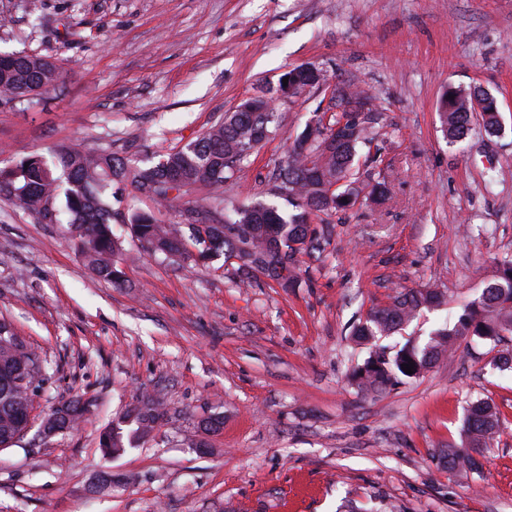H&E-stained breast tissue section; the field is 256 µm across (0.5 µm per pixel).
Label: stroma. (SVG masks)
<instances>
[{"instance_id":"obj_1","label":"stroma","mask_w":512,"mask_h":512,"mask_svg":"<svg viewBox=\"0 0 512 512\" xmlns=\"http://www.w3.org/2000/svg\"><path fill=\"white\" fill-rule=\"evenodd\" d=\"M0 16V53L62 73L34 109L0 104V168L60 146L152 164L263 94L279 125L222 189L230 216L273 202L289 146L350 84L378 113L359 180L389 189L331 216L293 288L240 282L220 259L149 256L120 217L124 281L112 285L67 225L0 199V317L52 367L33 420L83 392L98 404L76 430L0 449V512H512V372L491 369L490 344L461 340L381 394L351 379L368 355L352 327L372 307L440 289L447 305L384 342L425 338L512 257V0H0ZM302 64L326 85L281 95ZM450 87L493 95L498 133L477 120L448 143L438 103ZM142 393L164 417L104 457L100 433ZM471 398L503 422L479 477L437 463ZM212 414L223 425L207 435Z\"/></svg>"}]
</instances>
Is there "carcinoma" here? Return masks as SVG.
Listing matches in <instances>:
<instances>
[{
	"mask_svg": "<svg viewBox=\"0 0 512 512\" xmlns=\"http://www.w3.org/2000/svg\"><path fill=\"white\" fill-rule=\"evenodd\" d=\"M299 82L297 90L325 83V75L311 64L289 71ZM60 72L47 58L20 53L0 54V104L20 105L26 109L38 103V96L58 84ZM483 98L480 113L484 130L495 134L500 128L497 100L490 93L473 88L469 91L448 89L440 103V116L446 137L458 142L467 135L474 117L475 101ZM270 99L251 96L240 103L256 112L258 125L272 132L277 125L276 110ZM315 129L305 128L296 139L286 164L280 168L274 195L288 201L299 213L284 217L277 205L262 203L242 205L236 218L225 219L221 202L187 200L198 187L218 190L233 180L249 157L254 128L250 119L234 114L211 126L195 140L166 154L148 167L133 166L124 157L107 149L94 152L74 147H60L51 157L35 154L10 166L0 168V198L29 211L43 222L54 212L51 223H61L60 215L69 216L72 236L78 240L81 254L93 274L101 281L118 285L123 272L115 255L118 242L112 233V184L126 181L135 192L172 179L180 184L177 195L155 190L150 199L158 205L186 201L184 220L165 224L152 211H133L127 216L129 232L152 256L182 257L185 242L191 241L201 260L222 256L229 260L238 255L244 264L236 265V275L249 277L260 272L279 281L278 266L294 263L295 255L321 253L326 244L324 229L313 221L320 215L331 216L349 208L359 193L354 186V160L357 146L369 127L355 112H338L332 125L345 124L346 140L332 149L327 143L324 116L314 115ZM321 161L319 175L308 176L311 158ZM342 182L336 199L328 200L324 185L329 179ZM447 302L445 293L435 288L399 291L392 301L371 309L353 326L352 336L369 346V356L354 373L360 391L377 394L402 382L418 379L436 366L453 350L458 339L476 337L498 346L512 336V260L495 265L494 275L481 292L462 307L453 327L443 324L424 343L407 341L397 349L380 344V340L407 326L424 311L438 310ZM414 364L412 373L402 369ZM51 366L13 324L0 319V447L8 448L23 434L30 421L34 398L40 382L50 377ZM143 407L131 409L111 422L100 435L103 455L124 451L154 427L163 416L160 401L140 397ZM94 401L83 395L65 401L48 415L56 433L75 428L94 410ZM498 409L486 399L468 402L461 431V445L441 451L439 463L450 472L457 470L480 473L478 457L490 449L500 430Z\"/></svg>",
	"mask_w": 512,
	"mask_h": 512,
	"instance_id": "obj_1",
	"label": "carcinoma"
}]
</instances>
